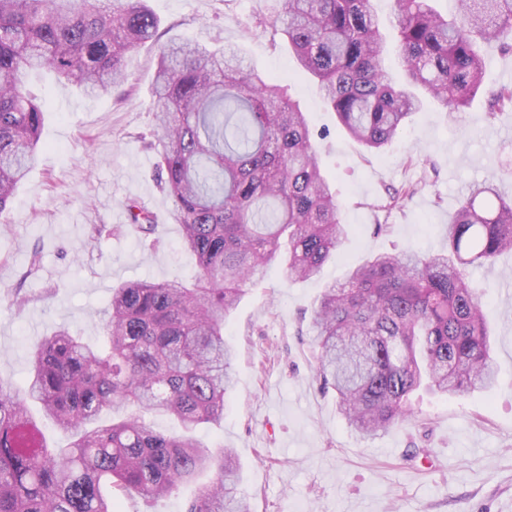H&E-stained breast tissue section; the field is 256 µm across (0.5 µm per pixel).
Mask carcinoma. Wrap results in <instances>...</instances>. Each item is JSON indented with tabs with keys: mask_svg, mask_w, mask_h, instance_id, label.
Returning a JSON list of instances; mask_svg holds the SVG:
<instances>
[{
	"mask_svg": "<svg viewBox=\"0 0 512 512\" xmlns=\"http://www.w3.org/2000/svg\"><path fill=\"white\" fill-rule=\"evenodd\" d=\"M431 2L393 0L405 71L395 84L372 0H279L299 67L340 130L367 149L398 136L424 95L469 107L483 88L482 45L512 49V0H456L451 17ZM156 33L146 0H0V217L38 157L44 112L27 75L47 70L87 96L107 94ZM154 101L156 174L196 273L112 289L102 345L59 329L32 352L24 386L0 379V512H116L131 493L162 498L207 472L214 478L187 512H251L233 450L193 435L224 419L234 387L224 323L273 261L293 282L316 275L347 225L306 113L239 50L171 41ZM128 211L155 233L149 212L133 201ZM505 251L512 199L484 182L448 223V250L373 254L323 289L310 326L316 377L355 434L419 422L422 388L446 397L498 384L484 295L467 269H490ZM29 400L66 444H46ZM148 415L169 417L178 432L152 430Z\"/></svg>",
	"mask_w": 512,
	"mask_h": 512,
	"instance_id": "cac0c4a2",
	"label": "carcinoma"
}]
</instances>
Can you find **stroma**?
I'll use <instances>...</instances> for the list:
<instances>
[{"label":"stroma","instance_id":"stroma-1","mask_svg":"<svg viewBox=\"0 0 512 512\" xmlns=\"http://www.w3.org/2000/svg\"><path fill=\"white\" fill-rule=\"evenodd\" d=\"M154 41L127 58L111 94L88 97L49 73L29 83L45 108L37 166L0 220V378L24 385L31 350L57 328L100 339L112 290L129 280L190 278L172 201L154 175L157 120L153 84L160 45L189 39L233 46L307 114L324 174L332 181L348 235L320 273L288 282L278 264L250 282L224 326L236 352L235 388L221 427L200 439L232 448L252 512H512V253L496 259L486 290L499 384L451 398L425 394L421 425L363 439L341 419L332 391L315 376L311 315L323 288L352 265L384 251L446 247L449 217L471 185L495 178L512 197V107L488 117L490 94L512 87V53L484 45V91L452 112L425 103L382 153L340 131L316 82L298 66L276 20L275 0H147ZM415 186L387 210L388 190ZM153 212L143 237L125 209ZM106 225L102 236L93 226ZM27 299L17 306L16 296ZM196 486L167 497H123L119 512H186Z\"/></svg>","mask_w":512,"mask_h":512}]
</instances>
